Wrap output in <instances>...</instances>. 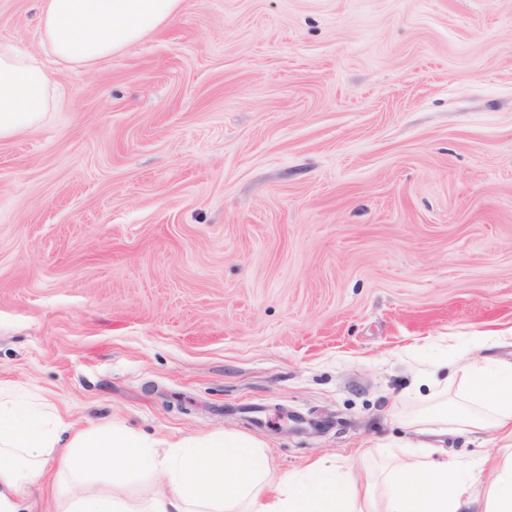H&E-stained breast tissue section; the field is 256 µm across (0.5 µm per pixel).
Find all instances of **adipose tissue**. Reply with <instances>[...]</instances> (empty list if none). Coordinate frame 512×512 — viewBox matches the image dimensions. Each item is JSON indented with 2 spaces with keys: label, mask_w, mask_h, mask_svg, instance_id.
I'll list each match as a JSON object with an SVG mask.
<instances>
[{
  "label": "adipose tissue",
  "mask_w": 512,
  "mask_h": 512,
  "mask_svg": "<svg viewBox=\"0 0 512 512\" xmlns=\"http://www.w3.org/2000/svg\"><path fill=\"white\" fill-rule=\"evenodd\" d=\"M185 0H38L43 46L93 66L174 21ZM56 73L36 54L0 47V141L38 127L56 105ZM512 328L474 336L453 378L421 373V408L401 413L414 438L379 451L363 473L325 459L273 476L267 445L208 433L156 440L118 422L79 428L45 398L0 383V512H30L33 490L52 486L54 512H512V362L487 356ZM494 433L499 449L447 459L438 437ZM57 459L55 476L45 465ZM93 475L149 481L147 492L86 494Z\"/></svg>",
  "instance_id": "ef3b65f1"
}]
</instances>
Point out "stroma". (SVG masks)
I'll list each match as a JSON object with an SVG mask.
<instances>
[{
	"mask_svg": "<svg viewBox=\"0 0 512 512\" xmlns=\"http://www.w3.org/2000/svg\"><path fill=\"white\" fill-rule=\"evenodd\" d=\"M0 141V382L234 432L275 473L411 434L415 359L512 327V0H186Z\"/></svg>",
	"mask_w": 512,
	"mask_h": 512,
	"instance_id": "1",
	"label": "stroma"
}]
</instances>
